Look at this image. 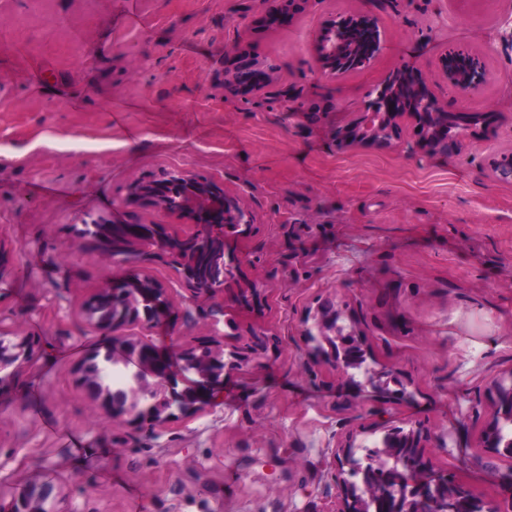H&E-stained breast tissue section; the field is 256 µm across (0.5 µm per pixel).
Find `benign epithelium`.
Listing matches in <instances>:
<instances>
[{
  "mask_svg": "<svg viewBox=\"0 0 512 512\" xmlns=\"http://www.w3.org/2000/svg\"><path fill=\"white\" fill-rule=\"evenodd\" d=\"M259 6L271 23H282L291 18L296 6H287L284 0H259ZM378 26L372 12L355 13L324 21L313 45L316 59L323 73L336 78L342 74L368 68L382 49L377 35L359 43L358 32L375 30ZM440 64L448 83L462 96L470 97L489 80V73L480 61L465 52H444ZM279 71L272 62L255 66L234 47L224 56V85L239 92H259L269 85ZM426 112L436 126V137H421L420 126H415L414 148L428 157L446 156L448 151V117L457 123V138H463L469 130L470 119L462 114H448V102L433 94L423 101ZM401 124L403 119H416L413 112L403 111L401 101L382 83L375 89V96L366 101L358 119L336 126V144L346 148L381 146L374 139L386 119ZM125 203L166 211L178 220L176 224H137L112 221L109 224L112 239L119 245L112 248L101 245L98 232L100 218L88 214L80 220L74 237L81 245L99 251L102 257L114 262L130 265L122 276L112 279L102 293L95 295L112 301L115 313L111 324L95 320L94 327L106 334L122 331L129 326L141 330V337L134 340L112 342V356L119 357L126 365L137 367L143 380L138 382L142 392L153 393L146 406L134 405L135 393L127 395L125 410L117 413L107 398L101 403L114 419L142 429L155 427L179 416H187L207 404V399L217 396L216 387L224 380V372L240 369L245 364H260L266 357L269 346H277V339L265 330H251L254 340L247 341L230 353L224 352V341L213 337L201 344L210 350L209 355L198 359L196 374L199 381L182 390L178 389V377L183 369L175 368L171 358L160 351L150 339L152 331L162 325L170 313L167 289L150 272L149 264L162 261L172 268L184 281L189 296L186 300L196 302L201 298L214 299L224 294L235 281L240 259L229 250L226 233L240 225L252 224V216L240 198L224 192V186L213 180L194 175L178 167H161L144 180L131 183ZM220 251V258L208 254L209 246ZM218 261L219 273L216 281L201 288L191 271L209 261ZM343 317V308L335 299L325 298L317 302L312 315L313 326H304L302 335L310 340L313 330L328 338L336 332V324ZM39 345L30 336L19 333L13 338H4L0 330V370L17 368L32 363ZM312 353L334 367L345 380L362 385L366 378L358 375L361 362L359 346L343 353L324 352L316 347ZM497 409L492 422L484 432L483 447L499 454L505 452L512 457V446L502 444L496 436L499 419L512 417V390L499 384L496 386ZM390 437H408L409 450L399 455L391 468L380 469L375 459L365 456L359 465L361 486L350 482L347 475L354 466V436L336 446V512H502L501 504L484 501L472 493L448 473L436 469L425 459L424 448L428 434L420 426L409 430L395 427L386 418L373 425ZM49 484L35 486L12 500L9 506L0 504V512H31L32 502H45L53 494Z\"/></svg>",
  "mask_w": 512,
  "mask_h": 512,
  "instance_id": "benign-epithelium-1",
  "label": "benign epithelium"
}]
</instances>
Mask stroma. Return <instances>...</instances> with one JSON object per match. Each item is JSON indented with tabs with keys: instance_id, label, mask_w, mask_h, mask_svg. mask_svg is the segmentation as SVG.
<instances>
[{
	"instance_id": "obj_1",
	"label": "stroma",
	"mask_w": 512,
	"mask_h": 512,
	"mask_svg": "<svg viewBox=\"0 0 512 512\" xmlns=\"http://www.w3.org/2000/svg\"><path fill=\"white\" fill-rule=\"evenodd\" d=\"M375 10L383 49L328 81L313 43L332 15ZM280 65L264 90L224 86V53ZM491 78L461 97L444 51ZM413 63L452 112H489L458 155L337 149L336 121ZM512 153V0H308L288 24L259 26L256 0H0V329L38 340L32 364L0 371V499L53 482L46 512H331L332 454L380 409L437 436L427 455L484 499L512 493V459L485 452L493 383L512 382V183L487 177ZM162 165L223 182L253 216L232 238L238 282L265 290L238 313L225 293L188 304L177 274L151 272L172 302L152 339L171 358L204 336L234 344L264 327L277 351L225 376L224 395L153 431L109 417L73 369L112 339L83 304L126 267L65 249L87 214L168 224L124 205ZM331 297L363 338L375 384L346 383L311 356L303 318Z\"/></svg>"
}]
</instances>
